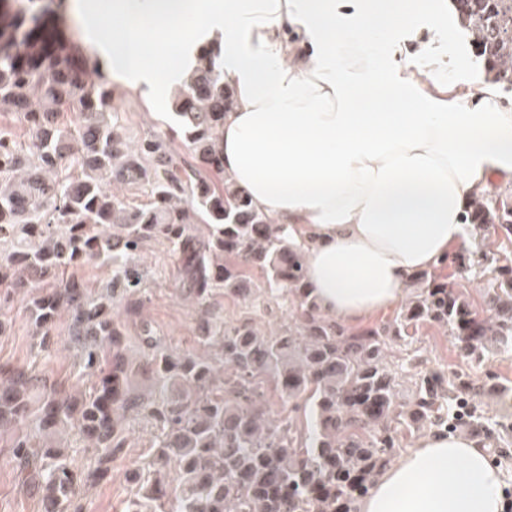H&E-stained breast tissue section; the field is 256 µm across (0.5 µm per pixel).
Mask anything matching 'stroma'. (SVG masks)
I'll list each match as a JSON object with an SVG mask.
<instances>
[{
	"label": "stroma",
	"mask_w": 512,
	"mask_h": 512,
	"mask_svg": "<svg viewBox=\"0 0 512 512\" xmlns=\"http://www.w3.org/2000/svg\"><path fill=\"white\" fill-rule=\"evenodd\" d=\"M74 4L75 0H63L60 11L44 17V25L61 40L78 39L85 45L102 46L112 35L109 22H102L92 32L75 31L70 23ZM448 26L452 35L447 42L434 44V54L447 63L449 77L483 82V69L473 57L456 21H449ZM112 103L121 113L132 139L166 132L170 121L168 112L154 111L138 87L113 81ZM137 261L146 272L144 319L152 323L161 341L175 351L202 353L198 322L207 309L227 323L252 318L261 330L268 332L282 331L296 318L289 303L264 294L265 280L261 273L253 275L260 293L251 308H244L219 292L214 294L209 307L204 308L181 296L178 264L165 243L149 244L138 255ZM30 299V293L15 292L9 303L0 308V321L6 325L5 335H0V369L22 370L71 391L88 387L90 380L83 376L78 351L69 339V321L57 322L49 348L41 349L35 329L28 320ZM391 348L400 362L419 356L425 368L465 376L478 386L487 379H495L502 389L501 394L474 397L473 407L497 425L493 445L503 451L498 458V467L502 472L503 490L512 496V351L491 349L482 357H469L460 351L453 336L436 326L421 328L409 341L395 339ZM156 434L153 421L141 416L127 417L123 423L125 446L113 461L111 473L81 489L77 504L83 512H126L129 500L137 492L136 486L126 479L127 471L134 468L141 469L147 480L159 478L167 485H174L176 474L173 469L157 472L151 465ZM0 512H42L37 491L18 480L10 449L1 447Z\"/></svg>",
	"instance_id": "1"
}]
</instances>
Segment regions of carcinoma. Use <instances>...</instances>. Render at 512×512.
<instances>
[{
    "label": "carcinoma",
    "instance_id": "carcinoma-1",
    "mask_svg": "<svg viewBox=\"0 0 512 512\" xmlns=\"http://www.w3.org/2000/svg\"><path fill=\"white\" fill-rule=\"evenodd\" d=\"M43 2L18 0L0 26V112L16 114L29 138L22 149L0 130V302L53 280L33 295L29 318L45 348L68 315L91 378L79 399L55 389L35 397L36 378L0 370V429L25 428L11 454L44 512H81L73 506L77 476L46 437L76 428L96 451L85 481H97L124 448L121 424L131 414L159 423L154 463H175L179 487L149 484L134 469L128 479L139 493L127 512H355L395 457V425L492 436L470 398L496 385L421 370L406 387L389 343L410 326L430 325L454 336L467 356L479 358L491 344L512 346V255L486 242L492 228L512 244V193L472 199L470 245L415 274L414 292L392 321L348 328L320 312L304 254L288 244L282 225L224 175L219 141L233 92L218 50L201 48L172 91L171 132L197 161L187 170L165 137L130 140L112 105L107 62L47 37ZM451 2L487 78L512 89V0ZM66 108L77 116L70 126L60 120ZM130 186L145 187L150 201L130 203ZM153 241L174 253L185 297L202 305L222 288L250 304V271L259 269L266 291L297 307L296 327L262 334L248 320L218 323L206 315L199 341L219 348L214 360L162 346L143 319L142 351L131 354L121 316L141 314L144 275L134 257ZM97 263L112 269L97 299L80 280L57 278L66 267ZM447 267L466 281L477 267L491 274L480 302L446 281ZM265 376L283 399L307 396L308 436L270 416Z\"/></svg>",
    "mask_w": 512,
    "mask_h": 512
}]
</instances>
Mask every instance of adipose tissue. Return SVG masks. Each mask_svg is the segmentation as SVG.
Returning <instances> with one entry per match:
<instances>
[{"label": "adipose tissue", "instance_id": "ef3b65f1", "mask_svg": "<svg viewBox=\"0 0 512 512\" xmlns=\"http://www.w3.org/2000/svg\"><path fill=\"white\" fill-rule=\"evenodd\" d=\"M448 0H118L106 55L155 106L218 48L233 92L224 172L307 254L322 310L356 325L461 244L471 199L512 184V108L449 79ZM191 20L184 32L177 20ZM170 57L155 64L153 36ZM502 475L480 441L433 430L374 481L359 512H502Z\"/></svg>", "mask_w": 512, "mask_h": 512}]
</instances>
